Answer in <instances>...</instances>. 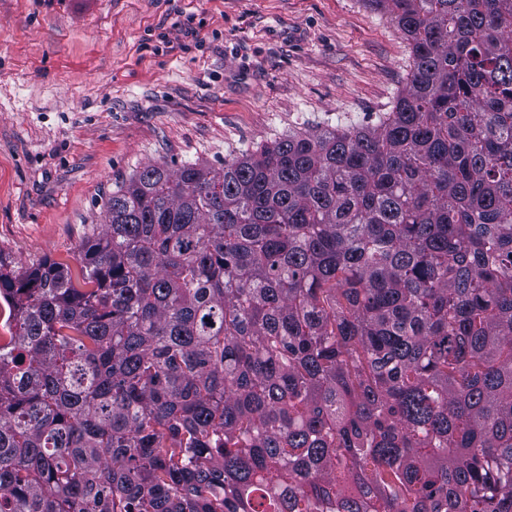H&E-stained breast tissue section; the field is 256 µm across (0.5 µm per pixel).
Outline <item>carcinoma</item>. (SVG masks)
Instances as JSON below:
<instances>
[{"mask_svg": "<svg viewBox=\"0 0 512 512\" xmlns=\"http://www.w3.org/2000/svg\"><path fill=\"white\" fill-rule=\"evenodd\" d=\"M371 126L148 164L0 256V512H512V0H371Z\"/></svg>", "mask_w": 512, "mask_h": 512, "instance_id": "1", "label": "carcinoma"}]
</instances>
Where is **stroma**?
Masks as SVG:
<instances>
[{"label": "stroma", "mask_w": 512, "mask_h": 512, "mask_svg": "<svg viewBox=\"0 0 512 512\" xmlns=\"http://www.w3.org/2000/svg\"><path fill=\"white\" fill-rule=\"evenodd\" d=\"M411 64L370 0H0V256L74 263L147 164L375 124Z\"/></svg>", "instance_id": "obj_1"}]
</instances>
